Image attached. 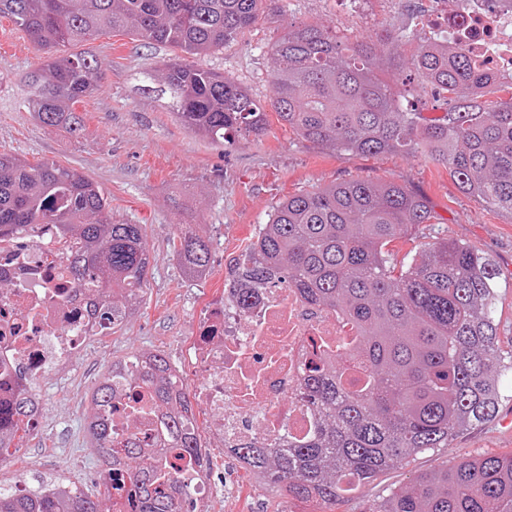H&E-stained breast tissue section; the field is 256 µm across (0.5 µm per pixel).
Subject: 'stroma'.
<instances>
[{
	"label": "stroma",
	"mask_w": 512,
	"mask_h": 512,
	"mask_svg": "<svg viewBox=\"0 0 512 512\" xmlns=\"http://www.w3.org/2000/svg\"><path fill=\"white\" fill-rule=\"evenodd\" d=\"M301 22L333 28L350 42L376 33L339 0H284L277 16L261 18L223 50L195 63L224 74L269 104V48ZM77 49L94 54L102 68L94 93L76 105L85 131L75 138L29 112L20 78L40 66L42 54L11 18L0 17V153L68 166L92 180L111 198L113 223L143 226L153 265L133 317L38 384L46 410L21 448L0 461V487L11 489L33 476L62 471L78 489L103 497L99 455L84 422L90 395L111 360L159 352L186 382H193L187 338L194 332L199 309L220 296L234 260L281 201L334 182L392 181L428 198L442 221L440 230L427 224L413 228L392 243L396 259L419 256L439 234L493 258L504 282L495 306L498 340L503 350L512 349V218L462 194L443 166L418 156L340 155L333 146L297 136L273 113L266 135L238 133L220 148L171 113L160 81H153L151 89L142 88L143 72L173 57L169 46L114 33L78 44ZM185 231L210 244L205 276L190 275L174 256L173 240ZM499 387L494 419L459 431L447 447L408 457L402 466L339 502L335 512H370L391 489L411 487L418 475L447 461L512 454L511 372L500 375ZM207 456L208 512H280L285 499L281 488L242 470L222 449L208 446Z\"/></svg>",
	"instance_id": "obj_1"
}]
</instances>
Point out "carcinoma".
Instances as JSON below:
<instances>
[{"label":"carcinoma","instance_id":"cac0c4a2","mask_svg":"<svg viewBox=\"0 0 512 512\" xmlns=\"http://www.w3.org/2000/svg\"><path fill=\"white\" fill-rule=\"evenodd\" d=\"M274 2L0 0V16L44 53L41 66L23 77L41 122L84 131L74 105L96 89L100 63L68 48L127 31L179 52L156 67L167 105L185 127L222 144L231 132L265 134V106L181 55L224 47ZM413 38L400 27L381 41L396 57ZM271 58L272 107L301 138L351 154H418L444 166L464 194L512 216V92L506 101L486 99L498 86L467 57L450 59L439 46L412 55L410 74L447 105L431 119L402 109L393 93L405 82L400 71L387 79L375 74L371 37L348 45L304 23L273 44ZM109 207L108 195L73 168L0 154V240L58 226L70 246V279L107 290L103 312H112L115 329L125 302L143 297L151 257L143 225L107 222ZM435 223L425 196L394 182L354 179L280 203L236 268L242 299L259 284L294 287L314 307L340 313L361 336L354 351L311 361L304 399L323 414L320 432L294 448H242L253 471L285 487L288 499L335 505L410 455L446 448L459 430L495 416L497 375L512 371L492 316L498 267L448 239L429 244L418 263L399 264L388 250L408 229ZM174 253L189 273L205 275L209 250L201 236L179 235ZM140 378L167 414L166 438L146 448L133 435L112 437V422L101 420L91 438L103 459L102 484L110 491L113 471L124 472L137 486L130 512H181L187 492L149 459L166 447L196 454L201 437L189 431L188 400L163 355L151 354ZM32 409L27 384L15 380L12 397L0 400V460L29 433ZM0 512L101 509L82 492L63 500L32 487L24 494L0 487ZM371 512H512V454L442 464L419 475L413 490H391Z\"/></svg>","mask_w":512,"mask_h":512}]
</instances>
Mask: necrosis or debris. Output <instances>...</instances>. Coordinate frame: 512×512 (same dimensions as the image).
Returning <instances> with one entry per match:
<instances>
[{"label":"necrosis or debris","instance_id":"1","mask_svg":"<svg viewBox=\"0 0 512 512\" xmlns=\"http://www.w3.org/2000/svg\"><path fill=\"white\" fill-rule=\"evenodd\" d=\"M414 32L420 43L445 45L449 55L468 57L498 85L512 87V0H423ZM56 236L44 224L38 239L0 241L1 398L9 396L13 377L37 384L112 330L94 309L103 289L74 285L65 256L48 251L46 240ZM195 324L187 345L199 378L188 389L190 400L207 413L210 437L232 457L249 443L285 448L312 436L321 416L301 400L312 347L334 355L358 341L351 324L313 307L298 289L259 288L243 302L232 279L221 297L204 304ZM135 372L131 360L111 364L101 384L114 397L103 413L114 432L133 430L152 447L165 437L164 419ZM162 462L192 495L186 512H206L207 468L174 450Z\"/></svg>","mask_w":512,"mask_h":512}]
</instances>
